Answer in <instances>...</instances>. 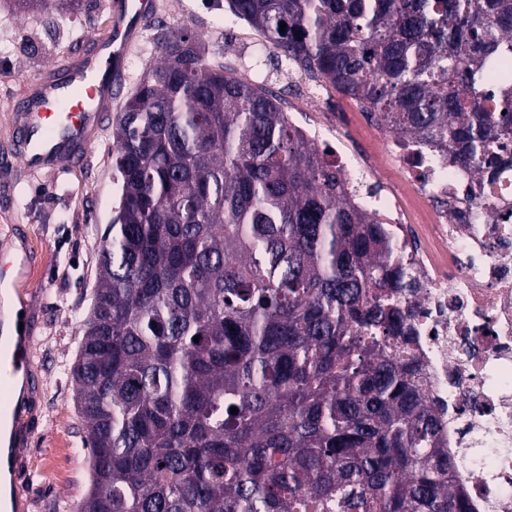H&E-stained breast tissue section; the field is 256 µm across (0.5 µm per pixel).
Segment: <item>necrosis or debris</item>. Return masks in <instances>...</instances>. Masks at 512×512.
<instances>
[{"mask_svg": "<svg viewBox=\"0 0 512 512\" xmlns=\"http://www.w3.org/2000/svg\"><path fill=\"white\" fill-rule=\"evenodd\" d=\"M386 152L420 204L441 205L414 237L388 196L365 201L408 243L421 284L415 329L423 381L442 441L466 462L471 512H512V215L503 210L512 203V166L496 180L495 212L446 150L392 136Z\"/></svg>", "mask_w": 512, "mask_h": 512, "instance_id": "1", "label": "necrosis or debris"}]
</instances>
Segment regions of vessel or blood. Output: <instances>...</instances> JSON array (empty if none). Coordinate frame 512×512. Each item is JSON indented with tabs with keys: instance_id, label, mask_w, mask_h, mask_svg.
Returning <instances> with one entry per match:
<instances>
[{
	"instance_id": "obj_1",
	"label": "vessel or blood",
	"mask_w": 512,
	"mask_h": 512,
	"mask_svg": "<svg viewBox=\"0 0 512 512\" xmlns=\"http://www.w3.org/2000/svg\"><path fill=\"white\" fill-rule=\"evenodd\" d=\"M154 0H110L108 32L78 57L52 64L30 85L12 113V148L29 172L86 159L127 80L125 60L137 45ZM28 260L25 244L0 251V297L16 284ZM18 312L0 304V477L14 493L11 512H28L32 491L22 469L33 434L31 400L35 338Z\"/></svg>"
}]
</instances>
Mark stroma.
I'll list each match as a JSON object with an SVG mask.
<instances>
[{
    "instance_id": "stroma-1",
    "label": "stroma",
    "mask_w": 512,
    "mask_h": 512,
    "mask_svg": "<svg viewBox=\"0 0 512 512\" xmlns=\"http://www.w3.org/2000/svg\"><path fill=\"white\" fill-rule=\"evenodd\" d=\"M155 2L156 10L126 62L127 91H134L157 65L158 30H184L202 43L208 63L268 86L285 112L297 110L314 121L333 113L336 133L326 137L325 146L355 160H370L363 176L373 188L384 193L404 189V175L383 150L386 130L328 83L323 86L324 104L310 106V80L278 63L276 49L256 53L251 45L256 31L229 12L226 0ZM108 12V0H84L81 13L58 18L51 27L43 13L20 12L0 0V245L23 241L31 251L17 296L32 312L33 369L41 385V397L33 405L37 429L24 450L35 479L31 512H69L88 489L86 431L77 415L68 368L83 335L80 320L92 304L105 231L118 213L120 187L112 167V122H105L84 164L31 174L9 152V121L26 81L61 54L78 55L88 40L103 36Z\"/></svg>"
}]
</instances>
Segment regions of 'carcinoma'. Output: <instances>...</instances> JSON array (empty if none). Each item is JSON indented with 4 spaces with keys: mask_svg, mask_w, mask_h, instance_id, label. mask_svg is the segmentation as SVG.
Segmentation results:
<instances>
[{
    "mask_svg": "<svg viewBox=\"0 0 512 512\" xmlns=\"http://www.w3.org/2000/svg\"><path fill=\"white\" fill-rule=\"evenodd\" d=\"M227 6L387 130L479 177L512 153V0ZM156 42L112 131L119 211L71 369L75 512H469L412 348L410 264L275 92L192 35Z\"/></svg>",
    "mask_w": 512,
    "mask_h": 512,
    "instance_id": "1",
    "label": "carcinoma"
}]
</instances>
